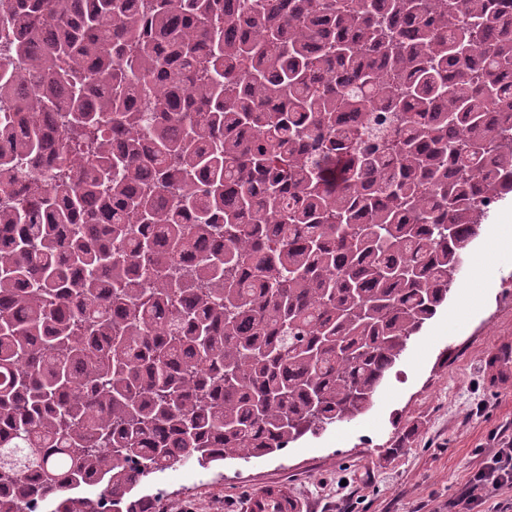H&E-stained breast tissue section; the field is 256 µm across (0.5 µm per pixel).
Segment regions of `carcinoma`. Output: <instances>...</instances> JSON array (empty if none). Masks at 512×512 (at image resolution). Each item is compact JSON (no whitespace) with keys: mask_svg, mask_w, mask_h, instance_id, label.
<instances>
[{"mask_svg":"<svg viewBox=\"0 0 512 512\" xmlns=\"http://www.w3.org/2000/svg\"><path fill=\"white\" fill-rule=\"evenodd\" d=\"M508 9L0 0V512L371 409L512 195Z\"/></svg>","mask_w":512,"mask_h":512,"instance_id":"1","label":"carcinoma"}]
</instances>
